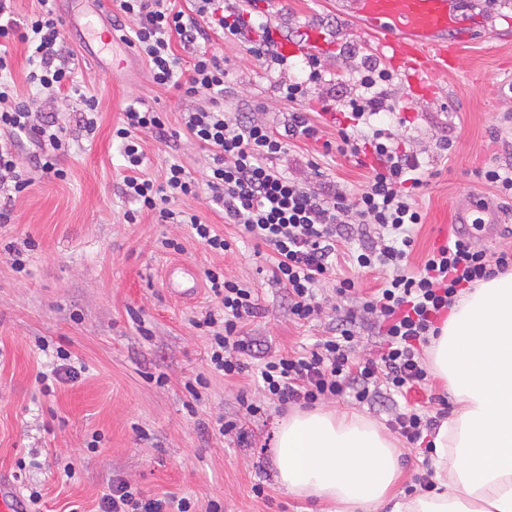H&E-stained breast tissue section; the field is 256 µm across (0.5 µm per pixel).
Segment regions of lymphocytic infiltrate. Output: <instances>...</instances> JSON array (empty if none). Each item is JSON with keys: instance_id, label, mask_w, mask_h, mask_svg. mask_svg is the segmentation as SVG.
<instances>
[{"instance_id": "lymphocytic-infiltrate-1", "label": "lymphocytic infiltrate", "mask_w": 512, "mask_h": 512, "mask_svg": "<svg viewBox=\"0 0 512 512\" xmlns=\"http://www.w3.org/2000/svg\"><path fill=\"white\" fill-rule=\"evenodd\" d=\"M51 0H38L36 10L17 16L16 0H0V194L21 193L35 176L66 179L62 157L68 148L66 120L44 111L46 98L72 100L70 117L86 136L98 128V102L83 93L74 69L62 60V32L53 17ZM121 16L130 23L126 42L143 56L150 77L163 89L192 97L205 95L204 104L184 112L186 133L207 153L205 183L211 201L224 209L225 223L242 237L270 248L272 278L288 292V308L298 322L310 321L320 311L316 288L336 272L339 242L359 244L353 254L363 270L385 272L382 285L361 298L356 311L347 314L329 336L303 354L264 357L257 368L266 400L311 407L341 394L370 404L381 396L405 395L425 386L428 371L421 352L437 335L438 319L451 309L459 293L512 268V249L487 255L469 237L455 234L446 245L429 253L420 271L407 272L413 244L407 233L423 216L415 192L424 184L414 155L401 151L396 135L387 128L374 129L363 146L372 154L364 184L347 195L327 182L306 184L288 176L276 161L290 140L317 139L319 130L308 111L290 113L284 129L266 118L224 108L228 72L223 59L210 53L213 38L244 39L251 22L239 10L225 8L224 0H117ZM26 44L30 55L28 84L37 92L28 98L17 93L12 78L10 49ZM189 50L191 62L182 66L175 47ZM388 70L372 61L359 69L360 91L340 106L346 121L336 128L338 151L352 145L360 121L393 111L385 87ZM69 117V118H70ZM168 141L171 134L161 112L144 104H129L112 137L120 143L126 173L120 192L134 207L124 214L137 223L141 214L153 215L160 224L188 225L194 239L214 253L230 249V242L198 213L181 209V200L197 197V183L179 163H171L163 184L142 176L146 159L143 135ZM34 145L30 168H22L18 148L22 139ZM204 280L218 304L216 313L203 321L209 330V368L232 378L245 372L246 356L254 343L244 327L262 313L255 289L225 277L223 269L208 268ZM373 320L382 337L379 357L354 362L357 322ZM436 417L412 409L396 414L391 426L410 444L432 453L428 437ZM99 512H196L194 501L182 497L151 498L122 479L113 480L98 505Z\"/></svg>"}]
</instances>
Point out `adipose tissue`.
Instances as JSON below:
<instances>
[{"mask_svg":"<svg viewBox=\"0 0 512 512\" xmlns=\"http://www.w3.org/2000/svg\"><path fill=\"white\" fill-rule=\"evenodd\" d=\"M458 410L432 438L435 489L398 500L394 439L353 412L292 409L274 439L278 484L335 512H512V271L464 292L432 337Z\"/></svg>","mask_w":512,"mask_h":512,"instance_id":"adipose-tissue-1","label":"adipose tissue"}]
</instances>
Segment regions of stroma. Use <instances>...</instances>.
<instances>
[{"instance_id":"35a3bbf8","label":"stroma","mask_w":512,"mask_h":512,"mask_svg":"<svg viewBox=\"0 0 512 512\" xmlns=\"http://www.w3.org/2000/svg\"><path fill=\"white\" fill-rule=\"evenodd\" d=\"M226 3L250 12L281 39L301 40L316 27L332 42V49L320 54L326 80L310 87V108L335 105L358 92V69L373 57V41L346 16L342 0ZM52 9L65 34L63 57L74 63L82 90L99 102V127L90 138L69 124L68 152L62 158L68 179L35 181L15 199L10 223L0 225V240L36 242L23 274L0 251V474L21 494L39 491L43 512L75 507L96 512L118 476L145 496H185L202 508L214 499L223 512H321L315 500L276 482L274 432L284 409L273 403L263 418L246 421L243 443L210 432L216 417L241 415V395L258 400L262 393L251 373L227 379L211 372L206 338L193 322L215 304L201 281L192 298L175 297L165 286V271L173 263L198 274L215 266L257 290L263 313L247 326L258 344L256 357L249 360L253 366L268 354L310 349L327 336L336 318L357 308V300L338 296L335 279H326L319 285L323 314L304 325L294 323L286 290L272 281L269 250L235 240L222 208L206 196L183 200L181 206L199 212L232 239L224 254L207 250L182 224H159L149 215L126 223L131 204L119 192L123 160L112 139L124 108L135 101L154 107L175 134L167 143L144 136L149 178L163 182L166 168L177 162L199 181L205 153L182 134L181 115L202 99L157 87L147 63L122 40H113L108 49L86 47L85 24L101 28L109 23L96 0H53ZM456 17L482 28L458 64L431 71L424 92L393 76L389 93L401 120L394 124L383 114L372 119L373 125L391 127L428 176L416 197L423 221L410 231L411 272L447 242L454 211L465 208L469 219L478 218L471 208L477 197L498 209L499 224L469 229L474 245L490 254L512 248V198L497 197L476 175L489 161L512 165V0H458ZM209 50L223 58L235 102L266 114L278 127L295 111L283 90L306 80L305 55L289 57L287 67L267 69L245 42L218 37ZM317 124L318 139L290 141L280 168L299 180L318 170L323 181L357 192L366 167L359 157L324 148V141L336 138L331 115L322 114ZM446 141L451 149L441 150ZM166 238L179 240L182 252L165 250L161 242ZM40 338L49 351L38 350ZM56 347L67 349L81 372L46 394L36 377L51 370ZM199 374L208 387L195 403L185 384ZM447 395L446 384L434 377L426 388L394 403L367 405L341 396L325 405L355 411L384 429L393 409L433 413ZM96 434L101 442L93 449L89 443ZM69 463L75 467L70 478L64 474ZM257 484L264 486L265 497L254 495Z\"/></svg>"}]
</instances>
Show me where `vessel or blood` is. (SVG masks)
<instances>
[{
	"label": "vessel or blood",
	"mask_w": 512,
	"mask_h": 512,
	"mask_svg": "<svg viewBox=\"0 0 512 512\" xmlns=\"http://www.w3.org/2000/svg\"><path fill=\"white\" fill-rule=\"evenodd\" d=\"M354 19L375 41L377 55L400 72L412 88L423 89L431 68L447 70L471 43L475 31L462 30L456 0H346ZM324 38L311 31L298 42L283 43L284 54L323 48ZM0 512H27L16 488L0 478Z\"/></svg>",
	"instance_id": "1"
}]
</instances>
